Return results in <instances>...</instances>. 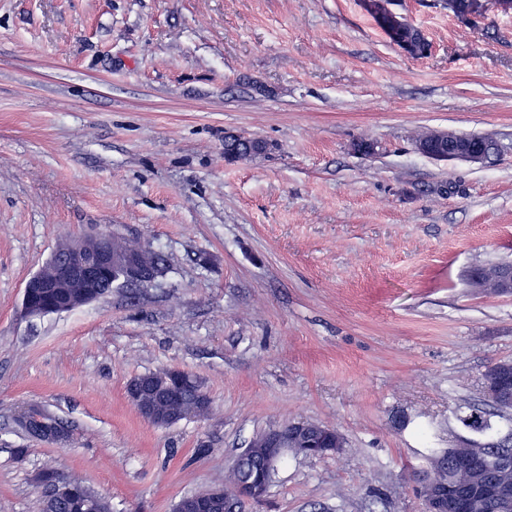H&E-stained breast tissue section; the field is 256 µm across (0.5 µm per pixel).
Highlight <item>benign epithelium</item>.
I'll list each match as a JSON object with an SVG mask.
<instances>
[{
    "mask_svg": "<svg viewBox=\"0 0 512 512\" xmlns=\"http://www.w3.org/2000/svg\"><path fill=\"white\" fill-rule=\"evenodd\" d=\"M488 0H470L468 10L460 20L476 25L485 13ZM364 5L380 18L381 27L391 36L401 34L407 20L388 7V0H364ZM419 153L436 160H460L481 163L487 157L486 147L479 137H466L452 131L434 133V139L417 143ZM117 235H88L69 239L59 245L53 261L46 264L26 283L23 293V307L30 315L63 313L73 311L96 301L122 283L126 286H140L155 278V272L142 249L121 251L115 249ZM469 286L479 290L490 289L499 295L512 296V264H502L489 273L482 268L472 271ZM512 381V364L497 362L489 365L484 373L486 398L497 402L505 401L500 389L503 379ZM189 379L174 371L164 386L159 389V398L165 403L160 410L155 405H146L142 396L147 381L131 380L126 394L139 415L156 426H167L183 419L180 403L181 390ZM33 417L37 420L36 434L43 441L56 445L68 443L71 430L51 415L36 407L28 408L18 419ZM260 455L250 448L245 457L254 463L252 470L243 481L231 487L210 491L207 499L183 497L176 503V512H214L219 500H233L241 512L247 507L264 500L271 487L276 464L286 450L306 457H320L343 447V437L333 427L297 422L273 428L259 438ZM35 483L42 496L44 512H56L63 500L77 503L81 512H96V498L80 496L69 478L55 472H40ZM425 512H448V495L441 488L435 489L424 498Z\"/></svg>",
    "mask_w": 512,
    "mask_h": 512,
    "instance_id": "7a95c632",
    "label": "benign epithelium"
}]
</instances>
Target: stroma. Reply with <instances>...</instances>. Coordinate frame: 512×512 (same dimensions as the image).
<instances>
[{
  "label": "stroma",
  "instance_id": "1",
  "mask_svg": "<svg viewBox=\"0 0 512 512\" xmlns=\"http://www.w3.org/2000/svg\"><path fill=\"white\" fill-rule=\"evenodd\" d=\"M393 8L427 56L361 0H0V512H40L47 467L112 512H173L294 421L344 446L285 453L249 512H423L431 455L512 426L457 419L512 360V297L466 285L512 262V10L472 28L444 0ZM435 130L494 151L421 155ZM230 135L267 148L226 160ZM116 229L161 276L24 312L63 238ZM163 370L193 374L209 414L142 419L126 385ZM29 406L70 443L20 433ZM462 408L465 410L462 411ZM462 408H460L457 419L465 428L479 433H483L491 429L486 411L471 405H467Z\"/></svg>",
  "mask_w": 512,
  "mask_h": 512
}]
</instances>
